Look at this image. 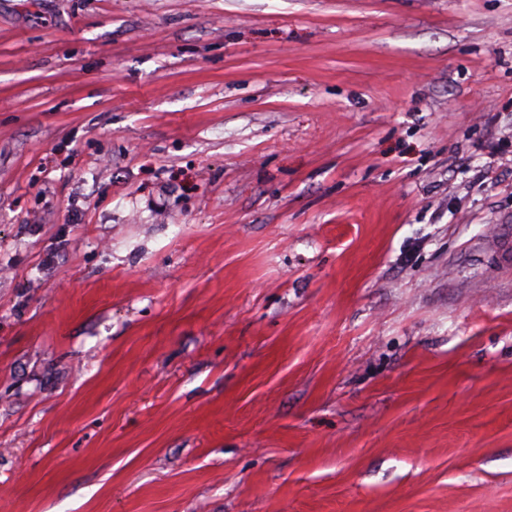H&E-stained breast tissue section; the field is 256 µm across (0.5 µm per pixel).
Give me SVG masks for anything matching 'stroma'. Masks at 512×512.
Instances as JSON below:
<instances>
[{
	"instance_id": "obj_1",
	"label": "stroma",
	"mask_w": 512,
	"mask_h": 512,
	"mask_svg": "<svg viewBox=\"0 0 512 512\" xmlns=\"http://www.w3.org/2000/svg\"><path fill=\"white\" fill-rule=\"evenodd\" d=\"M512 0H0V512H512Z\"/></svg>"
}]
</instances>
